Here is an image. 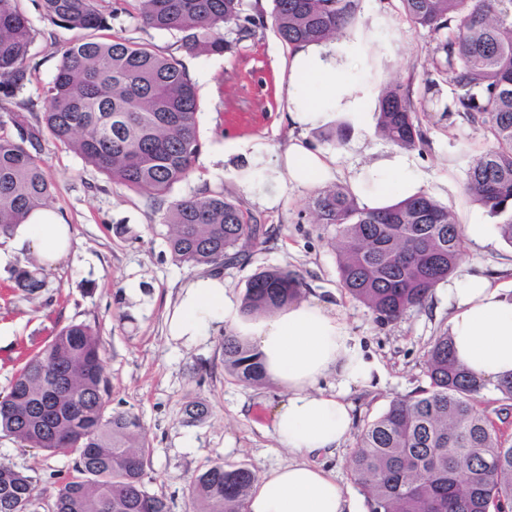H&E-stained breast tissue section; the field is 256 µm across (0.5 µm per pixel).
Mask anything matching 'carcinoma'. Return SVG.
<instances>
[{
  "instance_id": "cac0c4a2",
  "label": "carcinoma",
  "mask_w": 512,
  "mask_h": 512,
  "mask_svg": "<svg viewBox=\"0 0 512 512\" xmlns=\"http://www.w3.org/2000/svg\"><path fill=\"white\" fill-rule=\"evenodd\" d=\"M103 0H41L50 23L83 33L64 46L53 82L43 89L45 112L29 120L20 98L31 82L35 30L18 0H0V237L11 236L33 208L47 205L52 184L37 151L43 131L103 172L112 182L160 204L185 181L201 148L198 98L182 62L145 43L101 40L118 17ZM409 25L425 29L435 47L424 61L425 91L448 85L442 111L481 132L486 147L473 157L465 192L494 217L512 246V0H400ZM360 0H273L270 15L247 0H131L126 14L142 30L179 35L189 55L231 52L271 23L291 49L356 25ZM411 85L382 84L376 128L392 145L425 142ZM351 127L323 133L336 145ZM308 207L329 231L341 287L382 322L426 307L448 281L465 245L448 207L423 193L384 210L361 207L347 186L321 189ZM172 260L213 270L243 265L268 238L239 196L200 190L168 202L163 214ZM18 287L39 293L38 270L15 273ZM303 297L295 272L267 267L252 275L241 313L253 317ZM105 349L95 329L71 322L30 352L10 391L0 396V435L24 447L72 457V470L49 497L23 470L0 465V512H170L151 492V446L141 419L112 409ZM224 371L261 385L262 362L234 335L224 336ZM429 388L398 397L360 431L350 467L365 491L367 512H512V437L479 408L487 384L452 354L448 334L427 354ZM495 401L512 405V376L493 387ZM209 414L202 401L184 408L188 423ZM257 479L248 465L214 462L190 485L196 512H244Z\"/></svg>"
}]
</instances>
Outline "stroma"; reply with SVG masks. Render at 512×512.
<instances>
[{"mask_svg":"<svg viewBox=\"0 0 512 512\" xmlns=\"http://www.w3.org/2000/svg\"><path fill=\"white\" fill-rule=\"evenodd\" d=\"M19 6L36 33L31 50L36 68L26 95L39 114L45 110L42 92L57 73L59 49L75 34L45 21L40 0H19ZM111 32L177 56L196 86L202 148L192 174L174 186L171 198L221 185L243 196L248 208L275 228L273 238L248 264L225 268L229 295L241 300L258 269L278 266L302 276L306 297L336 306L367 360L378 368L368 385L351 386L347 393L355 428L379 417L393 399L427 387V352L446 327L448 287L440 285L424 309L393 324L377 321L341 288L336 257L306 206L314 188L289 184L287 174L271 164L297 135L283 119L288 84L283 63L289 49L273 28L257 30L221 55L185 54L176 35L140 30L124 13L113 20ZM336 40L354 59L341 79L361 90L365 116L334 115V122L346 121L352 128L340 146L324 141L319 130L305 134L313 149L335 158L336 184L348 185L358 168L392 150L376 132L381 81L413 82L426 143L408 151L409 161L422 174L426 194L446 205L458 224L487 225L492 238L485 246L466 241L456 273L486 275L511 288L512 247L500 238L496 218L464 190L469 163L484 141L467 124L448 120L422 92L423 62L432 47L429 33L409 26L399 0H360L357 27L338 33ZM39 156L54 187L51 205L71 224L74 240L67 257L43 269L45 286L37 296H25L12 280L15 269L34 262L31 250L16 251L0 266V393L8 392L26 354L48 341L56 328L85 322L97 330L106 349L113 407L137 413L147 431L152 448L149 488L167 499L171 512H194L189 484L209 462H243L258 473L287 463L288 451L267 430L269 412L282 392L225 374L223 334L190 347L167 334L166 310L197 271L172 261L161 209L146 196L112 183L52 135H44ZM268 197L277 198V205L266 207ZM198 399L208 405V417L185 422L184 406ZM0 464L28 471L48 491L72 461L0 436Z\"/></svg>","mask_w":512,"mask_h":512,"instance_id":"1","label":"stroma"}]
</instances>
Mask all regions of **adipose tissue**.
<instances>
[{"label": "adipose tissue", "instance_id": "1", "mask_svg": "<svg viewBox=\"0 0 512 512\" xmlns=\"http://www.w3.org/2000/svg\"><path fill=\"white\" fill-rule=\"evenodd\" d=\"M347 60L335 43L314 42L291 51L287 120L304 130L325 123L331 114L354 113L356 91L339 75ZM276 168L291 184L311 187L336 177L333 160L302 139L275 155ZM352 191L361 207L375 210L421 193V174L400 153L383 155L354 172ZM16 248L31 249L41 266L52 267L72 246V229L52 209L31 211L14 234ZM451 301L447 331L456 360L472 375L493 383L512 374V289L486 277L465 275L448 285ZM169 335L186 345L222 327L232 329L258 353L270 382L283 399L272 412L269 431L293 458L258 476L245 512H356L321 455L336 452L352 430L351 405L344 399L353 385L371 382L368 361L344 316L335 307L301 299L273 314L244 318L228 296L224 274L195 276L166 317ZM335 378V386L322 381Z\"/></svg>", "mask_w": 512, "mask_h": 512}]
</instances>
